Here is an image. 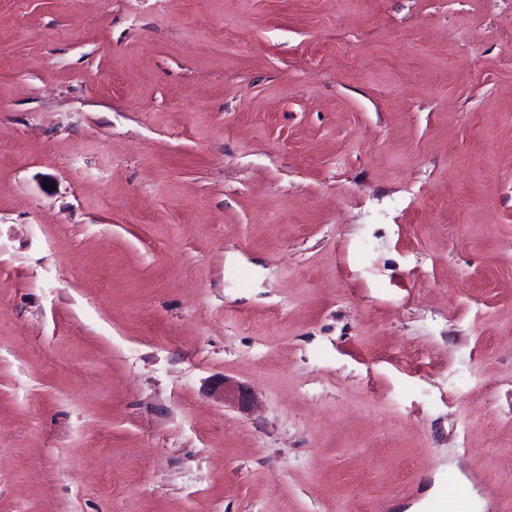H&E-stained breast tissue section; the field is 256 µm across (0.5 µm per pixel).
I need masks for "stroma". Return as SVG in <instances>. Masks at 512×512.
Here are the masks:
<instances>
[{"instance_id": "35a3bbf8", "label": "stroma", "mask_w": 512, "mask_h": 512, "mask_svg": "<svg viewBox=\"0 0 512 512\" xmlns=\"http://www.w3.org/2000/svg\"><path fill=\"white\" fill-rule=\"evenodd\" d=\"M452 467L512 503V0H0V512Z\"/></svg>"}]
</instances>
